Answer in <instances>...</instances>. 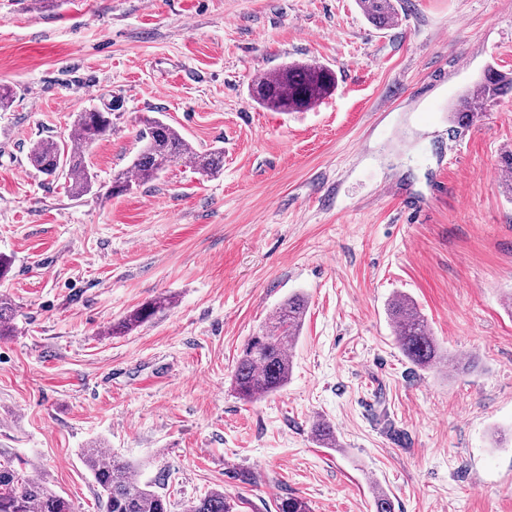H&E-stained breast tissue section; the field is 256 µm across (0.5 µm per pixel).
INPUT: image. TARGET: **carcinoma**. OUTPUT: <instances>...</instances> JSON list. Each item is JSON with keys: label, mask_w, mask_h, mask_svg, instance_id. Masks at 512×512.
Instances as JSON below:
<instances>
[{"label": "carcinoma", "mask_w": 512, "mask_h": 512, "mask_svg": "<svg viewBox=\"0 0 512 512\" xmlns=\"http://www.w3.org/2000/svg\"><path fill=\"white\" fill-rule=\"evenodd\" d=\"M367 20L379 28L390 26L397 17L395 0H358ZM334 73L321 65L288 64L251 83V97L262 107L288 112L316 104L334 88ZM512 93V77L490 67L479 82L466 90L454 108V117L465 125L486 112L500 97ZM141 147L131 165L114 175L112 193L122 194L154 181L173 165L190 163L199 173L211 175L220 170L221 151L201 152L168 122L154 117L143 120ZM111 113L105 110L81 112L73 123V135L82 144L77 148L62 140L45 138L29 150L31 165L40 173L62 178L71 195L91 191L96 175L91 171L85 148L111 129ZM170 304L160 298L132 311L120 324L131 330L151 320ZM307 302L295 294L276 310V317L244 347L233 372L238 395L253 401L282 389L292 372L288 349L299 335ZM387 315L394 328L395 342L414 366L431 369L450 357L444 354L417 305L405 296L393 298ZM16 306L6 294H0V338L13 336ZM83 464L92 474L104 496L105 512H172L173 503L166 496L141 482L133 468L116 455L105 457L100 448H87ZM35 465L20 459L0 461V512H75L71 501L55 492L46 478L34 474ZM234 505L224 491L213 489L184 505L183 512H233ZM277 512H311L308 502L288 496L277 504Z\"/></svg>", "instance_id": "cac0c4a2"}]
</instances>
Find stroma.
<instances>
[{"mask_svg": "<svg viewBox=\"0 0 512 512\" xmlns=\"http://www.w3.org/2000/svg\"><path fill=\"white\" fill-rule=\"evenodd\" d=\"M330 68L311 108L273 112L255 73ZM512 73V0H0V454L33 462L76 512H104L82 462L107 448L182 504L236 512H512V94L472 125L451 105L486 67ZM111 108L86 149L94 191L28 162ZM162 115L218 176L182 165L111 192ZM307 313L280 391L232 381L247 340L292 294ZM170 295L136 330L113 324ZM409 297L466 372L414 367L387 306ZM336 444L318 443L316 420ZM358 6L367 20L382 29L390 26L397 17L393 0H358ZM16 306L7 294H0V338L16 333ZM223 490L213 489L184 505L182 512H234Z\"/></svg>", "mask_w": 512, "mask_h": 512, "instance_id": "35a3bbf8", "label": "stroma"}]
</instances>
